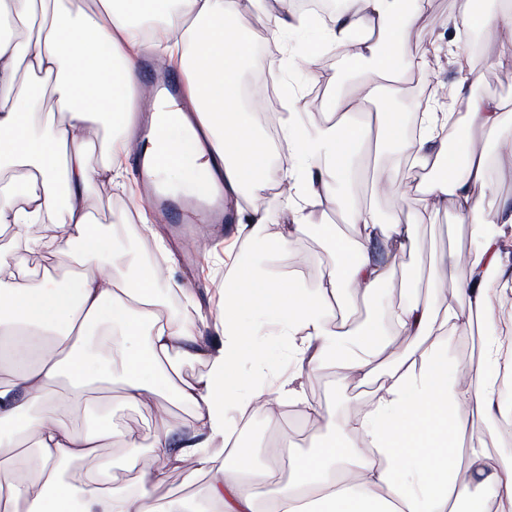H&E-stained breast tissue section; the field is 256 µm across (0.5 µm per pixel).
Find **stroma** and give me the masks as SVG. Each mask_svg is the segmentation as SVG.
I'll return each mask as SVG.
<instances>
[{
	"label": "stroma",
	"mask_w": 512,
	"mask_h": 512,
	"mask_svg": "<svg viewBox=\"0 0 512 512\" xmlns=\"http://www.w3.org/2000/svg\"><path fill=\"white\" fill-rule=\"evenodd\" d=\"M457 9L456 0H429L428 10L416 26V41L424 48L440 45V62L426 70L412 73L398 90L389 92L379 103L381 109L399 113L407 126H414L417 119L416 105L434 93H446L455 112L464 114L469 96H484L500 100L512 124V68L499 67L493 62L474 57L471 65L482 72L483 80L474 88H459V74L452 62V49L463 46L467 35L447 28L446 20L452 19ZM250 35L256 56L237 73L241 82H248L254 75L269 71L277 74L280 83L286 84L295 96L298 116L307 131H314L318 123L315 114H327L330 94L350 89L362 79L368 78V68H353L344 56L333 51L321 55L317 68H309L307 57L296 50V43L315 45L323 36L322 24H312L306 29L291 33L294 46L282 50L270 38L261 9H253L250 17ZM478 151L494 161L492 184L482 200L485 212L492 213L502 206L512 205V155L503 153L497 141L484 138L477 142ZM399 149L386 142H371L365 147V161L359 179V188L352 199L353 205H372L384 223L407 219L414 208L421 204L418 185L423 181L415 167L399 163ZM387 165L397 188L382 195H373L370 189L373 168L376 164ZM125 188L113 189L111 195H101L96 185H89L85 192L87 208L93 212L109 238L115 251L135 258L138 267L145 268L157 262V240H164L168 249L167 267L170 269L168 287L162 288V311L172 320L179 319L181 310L191 308L193 317L208 342H215L217 334L213 323L219 315V303L224 294V254L233 252L239 261L258 263L268 268L291 271L297 250L308 253V272L302 278L308 285H315L323 271L322 261L336 263L330 245L315 231L309 232L297 244L296 249L280 253L275 251V239L285 231L290 222L289 214L276 188H269L250 200L249 205L265 218V238L261 241L239 238L237 227L225 225L219 244L211 246L200 264L184 261L182 249L190 236H209L210 230L203 224L185 225L182 234H174L172 227L162 217L151 220L150 227H143L136 215L141 202L139 181L134 169L125 173ZM479 241L470 225L457 223L452 212H430L425 224L419 227V249L411 255L399 257L395 274L383 282L373 301L358 302L349 317L362 323L379 321L383 310L407 301L412 297L428 299L436 308L453 305L460 312H467L468 303L460 287L468 275L465 266L447 268L445 276H438L433 268L434 257L445 250L474 252ZM303 387L308 399L330 406L335 414H342L346 406L370 398V387L358 384L342 388L338 385L336 367L327 363L316 372L303 376ZM108 404V416L117 425L121 438L102 451L101 461L112 470V481L117 486L136 484L139 475L127 466L131 452L147 455V434L150 428L165 422L190 424L192 411L185 406L157 397L150 405L136 406L122 400L119 389L96 390L73 408L66 416L69 424L81 429H91L99 422L97 412L101 404ZM300 407H286L282 419L250 417L246 425L249 435L239 437L238 445L254 466L264 467L275 461H285L286 440H294L296 447L309 450L321 440L323 431L314 420L306 421V430L300 439H292L291 423L301 418ZM137 439L139 447L130 450L124 441ZM210 476L203 471L181 467L169 470L164 485L155 492L159 502L172 499L188 500L195 512H219L207 496Z\"/></svg>",
	"instance_id": "35a3bbf8"
}]
</instances>
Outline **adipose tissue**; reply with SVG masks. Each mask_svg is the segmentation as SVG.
Wrapping results in <instances>:
<instances>
[{"label":"adipose tissue","mask_w":512,"mask_h":512,"mask_svg":"<svg viewBox=\"0 0 512 512\" xmlns=\"http://www.w3.org/2000/svg\"><path fill=\"white\" fill-rule=\"evenodd\" d=\"M427 0H344L325 27L321 50L357 49L353 64H370L375 77L329 102L333 123L302 135L294 115L281 121L288 166L271 165L266 140L241 110L236 78L252 44L243 0H175L163 27L146 28L160 13V0H0V27L41 16L43 30L15 51L0 49V224L14 229V244L0 251V340L9 345L10 368L0 374V453L13 478L0 485V512H191L182 500L157 505L156 488L167 467L192 465L207 471V494L223 512H512V459L489 455L481 425L512 420L501 399L500 381L512 376V351L494 336L490 285L503 277L505 238L512 237V208L484 213L480 200L491 186L485 155L452 151L443 135L444 112H426L421 133L409 138L395 113L364 115L389 80L402 83L405 72L390 68L406 58L408 70H421L427 53L408 33ZM453 25L484 32L493 61L512 66V0H499L495 12L475 10L473 0H457ZM162 50L185 74L183 100L159 98L164 119L146 152L173 157L164 180L177 191H198L205 179L222 178L230 199L253 197L270 184L292 181L285 206L292 222L275 241L285 251L311 228H319L338 255V268L308 288L294 276L235 263L224 285V309L216 343L201 342L192 318H161L157 284L161 267L141 271L129 284L83 193L90 182L122 184L129 150L139 142L131 92L142 53ZM461 135L512 139L503 105L471 97ZM111 123L117 135L105 149L102 168L91 169L83 149L90 128ZM398 142L408 163L433 166L442 177L421 187L422 210L406 223L379 222L372 209L351 210L346 186L361 147L372 131ZM330 199L349 223L359 225L357 241L338 239L319 208ZM449 210L471 225L481 240L476 252L441 253L436 267L465 265L461 290L472 309H434L414 299L391 307L387 334L370 325L337 322L336 312L354 297H370L395 272L392 259L373 256L380 238L397 254L418 247L417 227L428 209ZM58 224L62 230L46 244L24 233L30 224ZM49 249L58 266L74 269L71 286L51 275L30 284V264ZM481 320L490 332L484 361L468 382L448 384V358L442 333L471 331ZM275 330L292 350L298 372L328 361L340 365V382L375 384L372 398L335 418L329 407L308 400L296 379L237 394L242 360H259L260 336ZM408 336L404 351L381 354L392 337ZM206 363L192 381L177 379L181 360ZM120 381L127 402L148 404L157 389L193 411L190 426L175 423L154 429L148 464L133 454L139 474L135 492L112 484L109 467L97 464L100 448L117 431L111 421L92 430L66 424L60 414L80 403L92 383ZM291 404L322 422L323 447L297 451L288 480L273 493L264 488L271 472L254 469L239 450L213 457L216 439L238 437L236 412L259 401ZM32 432L37 465L16 447ZM86 466L76 487L61 480L62 464Z\"/></svg>","instance_id":"adipose-tissue-1"}]
</instances>
